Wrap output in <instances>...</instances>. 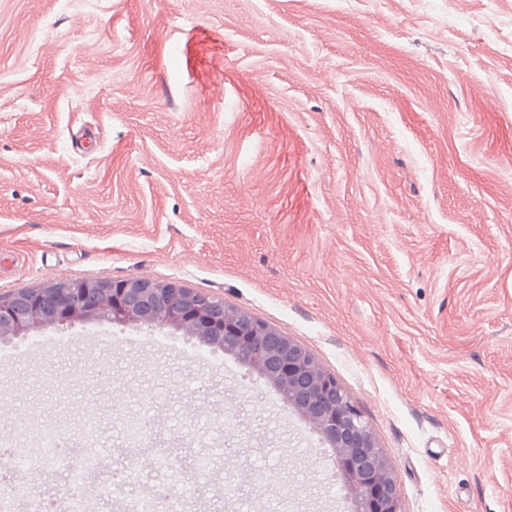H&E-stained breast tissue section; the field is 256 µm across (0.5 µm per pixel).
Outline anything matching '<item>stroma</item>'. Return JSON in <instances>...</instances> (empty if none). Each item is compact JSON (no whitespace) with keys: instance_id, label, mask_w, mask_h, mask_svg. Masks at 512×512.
I'll use <instances>...</instances> for the list:
<instances>
[{"instance_id":"35a3bbf8","label":"stroma","mask_w":512,"mask_h":512,"mask_svg":"<svg viewBox=\"0 0 512 512\" xmlns=\"http://www.w3.org/2000/svg\"><path fill=\"white\" fill-rule=\"evenodd\" d=\"M169 280L305 346L369 423L402 512H512V0H0V292ZM151 405L167 451L109 406ZM98 426L184 512L348 506L267 381L180 332L0 341V435Z\"/></svg>"}]
</instances>
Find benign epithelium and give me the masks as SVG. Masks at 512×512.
Listing matches in <instances>:
<instances>
[{"mask_svg":"<svg viewBox=\"0 0 512 512\" xmlns=\"http://www.w3.org/2000/svg\"><path fill=\"white\" fill-rule=\"evenodd\" d=\"M170 328L237 358L332 448L353 512H401L397 482L364 415L304 346L224 300L176 282L67 280L0 293V339L53 325Z\"/></svg>","mask_w":512,"mask_h":512,"instance_id":"obj_1","label":"benign epithelium"}]
</instances>
